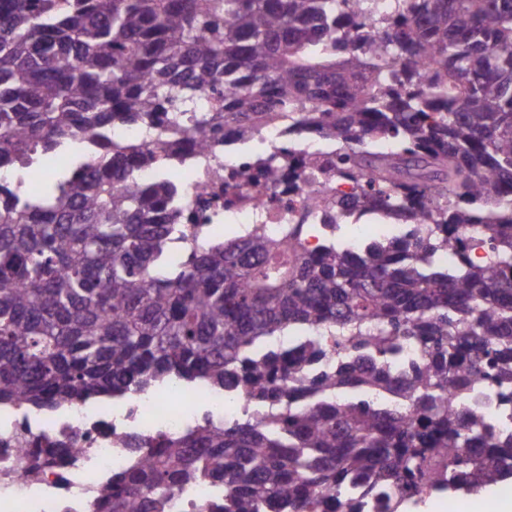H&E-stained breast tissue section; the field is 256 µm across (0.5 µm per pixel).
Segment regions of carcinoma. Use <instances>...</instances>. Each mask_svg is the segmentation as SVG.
I'll use <instances>...</instances> for the list:
<instances>
[{"mask_svg":"<svg viewBox=\"0 0 512 512\" xmlns=\"http://www.w3.org/2000/svg\"><path fill=\"white\" fill-rule=\"evenodd\" d=\"M224 93L215 113L195 97ZM242 134L336 140V163L264 168L353 185L322 223L382 209L415 224L360 252L292 224L187 247L166 266L181 191L144 187L117 121L186 115ZM84 138L90 159L55 167ZM382 139L391 153L373 151ZM0 407L54 411L175 380L236 391L265 414L133 437L94 491L109 512H163L193 481L207 512H399L433 492L512 483V434L455 398L469 374L512 396V0H0ZM51 174L36 193L30 177ZM481 224L490 261L460 237ZM458 250L444 267L434 254ZM330 341L253 355L287 329ZM422 369L389 371L408 347ZM326 363L317 372L305 364ZM357 381L392 398L332 400Z\"/></svg>","mask_w":512,"mask_h":512,"instance_id":"carcinoma-1","label":"carcinoma"}]
</instances>
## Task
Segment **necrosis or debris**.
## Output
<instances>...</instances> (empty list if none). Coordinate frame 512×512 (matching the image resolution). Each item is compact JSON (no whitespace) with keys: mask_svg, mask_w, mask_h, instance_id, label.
<instances>
[{"mask_svg":"<svg viewBox=\"0 0 512 512\" xmlns=\"http://www.w3.org/2000/svg\"><path fill=\"white\" fill-rule=\"evenodd\" d=\"M191 138L199 140V147L179 152V145ZM288 145L320 160L338 151L334 140L317 134L292 139L275 124L247 140L235 138L229 128L216 138L190 123L168 132L166 169L186 177L178 223L196 225L203 239L225 222L243 231L260 224L276 239L284 225L298 223L300 212L319 219L317 204L335 197V182L307 171L294 183L272 184L260 174ZM468 386L471 406L497 430L512 433V402L502 403L499 388L488 380H472ZM199 409L220 423L249 413L250 406L232 391L219 394L172 382L159 398L134 394L108 403L86 402L37 421L22 409L0 412V512H97L92 491L128 466L129 438L182 433ZM47 438L63 443L66 452L43 465L38 476H29L23 461L37 455Z\"/></svg>","mask_w":512,"mask_h":512,"instance_id":"1","label":"necrosis or debris"}]
</instances>
